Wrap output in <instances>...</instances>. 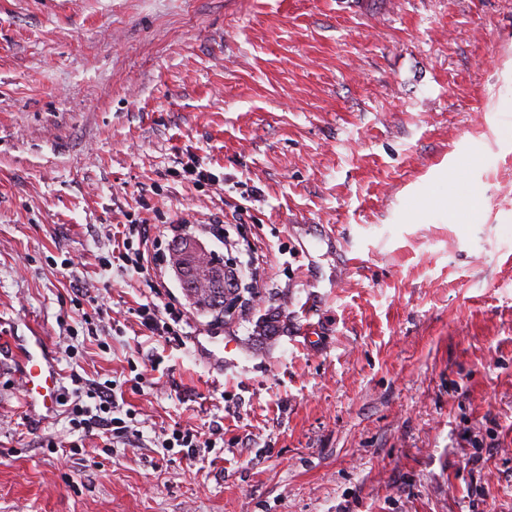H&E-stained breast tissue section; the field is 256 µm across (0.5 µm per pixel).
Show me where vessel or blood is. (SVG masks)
Here are the masks:
<instances>
[{
    "mask_svg": "<svg viewBox=\"0 0 512 512\" xmlns=\"http://www.w3.org/2000/svg\"><path fill=\"white\" fill-rule=\"evenodd\" d=\"M17 365L25 385L31 386L37 396L31 399L34 407L52 411L55 401L54 383L56 365L43 336L33 335L17 344Z\"/></svg>",
    "mask_w": 512,
    "mask_h": 512,
    "instance_id": "vessel-or-blood-1",
    "label": "vessel or blood"
}]
</instances>
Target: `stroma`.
Returning <instances> with one entry per match:
<instances>
[{
	"label": "stroma",
	"instance_id": "1",
	"mask_svg": "<svg viewBox=\"0 0 512 512\" xmlns=\"http://www.w3.org/2000/svg\"><path fill=\"white\" fill-rule=\"evenodd\" d=\"M508 96L512 0H0V512H512ZM191 154L218 185L179 180ZM471 187L472 218L408 211ZM135 218L144 270L105 264ZM181 220L261 301L189 303ZM35 330L59 393L121 386L135 443L29 413ZM216 424L203 458L157 445ZM141 324L146 327L153 336H170L176 334L173 325L162 317L160 307L154 303L142 305L140 309Z\"/></svg>",
	"mask_w": 512,
	"mask_h": 512
}]
</instances>
